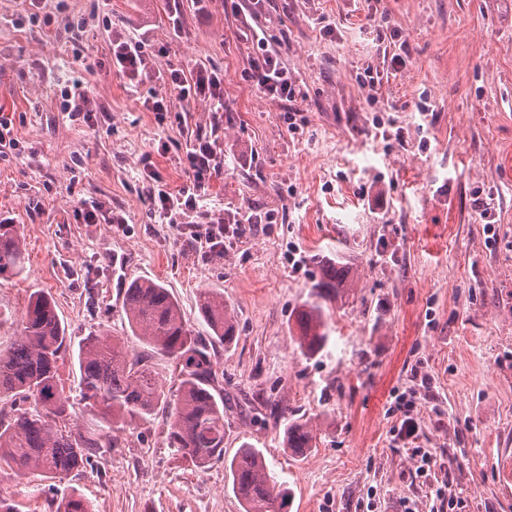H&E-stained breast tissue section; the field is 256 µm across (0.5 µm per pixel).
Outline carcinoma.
Segmentation results:
<instances>
[{
	"label": "carcinoma",
	"instance_id": "carcinoma-1",
	"mask_svg": "<svg viewBox=\"0 0 512 512\" xmlns=\"http://www.w3.org/2000/svg\"><path fill=\"white\" fill-rule=\"evenodd\" d=\"M25 247L18 224H0V275L24 270ZM344 269L329 265L312 285L314 300L296 315L299 346L314 355L327 344L324 305L344 292ZM123 310L132 336L143 352L130 354L123 339L108 331L79 343V405L92 427L71 423L73 399L58 372L71 345L68 326L56 311L52 296L36 289L29 295L18 336L0 351V403H29L8 414L0 410V468L37 473L61 480L94 463L112 447V432L146 424L164 412L169 417L168 446L199 470L224 462L231 490L243 512H286L288 492L270 475L263 454L247 444L224 458V396L215 386L212 353L235 339L234 310L221 292L206 290L199 310L208 327L197 336L186 322L168 288L150 279H135L123 289ZM174 364L176 388L164 391L151 364L153 356ZM284 442L297 453L316 447L307 422L285 418ZM56 512H93L82 494L71 490Z\"/></svg>",
	"mask_w": 512,
	"mask_h": 512
}]
</instances>
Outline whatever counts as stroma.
I'll return each instance as SVG.
<instances>
[{
    "instance_id": "1",
    "label": "stroma",
    "mask_w": 512,
    "mask_h": 512,
    "mask_svg": "<svg viewBox=\"0 0 512 512\" xmlns=\"http://www.w3.org/2000/svg\"><path fill=\"white\" fill-rule=\"evenodd\" d=\"M61 5L82 28L46 24ZM234 7L212 0L202 14L182 0L175 15L169 0H0V110L36 152L0 160V222L21 225L26 254L21 275L0 277V350L44 289L68 326L59 374L74 389L85 336L108 330L140 352L118 302L130 279L169 288L199 333L198 296L215 289L236 318L233 345L213 360L224 455L259 448L288 512H394L405 499L430 512L439 487L443 512H512V0H260L302 95L296 136L285 104L243 76ZM381 23L406 47L375 39ZM138 34L151 62L132 83L110 70V49ZM398 52V70L361 85L364 68ZM86 65L101 108L91 128L60 110ZM197 65L223 75V105L181 100L157 77ZM153 93L170 100L164 120L142 106ZM198 136L224 148L208 206L256 220L225 233L220 252L154 218L143 172L152 163L181 186L178 159ZM91 197L125 224L81 223ZM322 260L348 271L350 289L329 303L327 345L309 357L295 314ZM401 394L419 424L411 444L393 439ZM283 410L313 430L307 454L284 448ZM166 433L162 414L114 432L110 452L52 489L1 469L0 496L17 512H55L73 489L95 512H242L223 463L193 469Z\"/></svg>"
}]
</instances>
